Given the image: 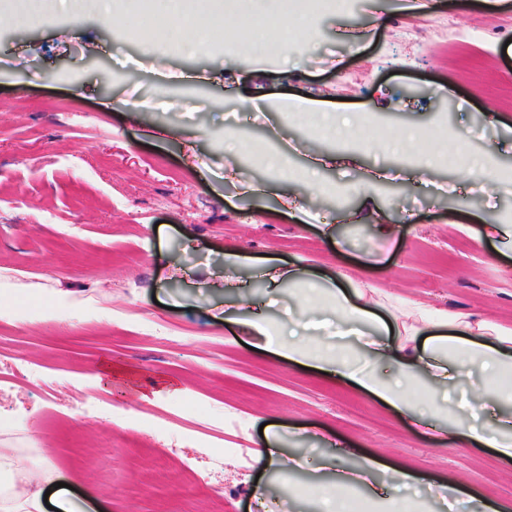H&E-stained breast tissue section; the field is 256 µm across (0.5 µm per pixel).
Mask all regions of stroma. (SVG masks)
I'll return each mask as SVG.
<instances>
[{"mask_svg": "<svg viewBox=\"0 0 512 512\" xmlns=\"http://www.w3.org/2000/svg\"><path fill=\"white\" fill-rule=\"evenodd\" d=\"M315 31L253 80L220 23L208 52L146 55L100 17L21 27L0 10V447L77 471L106 512H171L181 498L192 512H260L258 487L277 512H319L320 487L343 472L355 512H377L378 496L403 492L363 471L373 455L420 474L403 494L412 512L512 505V466L493 449L436 440L446 414L413 424L224 320L237 296L210 273L234 248L229 276L277 322L299 312V289L265 295L261 273L304 266L408 326L441 309L512 329V239L479 235L512 224V181L490 188L436 162L423 186L400 155L336 145L316 115L266 109L305 96L384 137L438 127L512 174V0H353ZM228 131L280 149L292 207L250 192L273 179L261 155L225 150ZM327 152L335 166L311 175ZM314 181L328 188L323 219L305 224ZM371 208L398 221L395 239ZM61 299L75 307L61 326L34 319ZM266 423L288 464L263 471L252 451ZM446 484L459 490L451 505Z\"/></svg>", "mask_w": 512, "mask_h": 512, "instance_id": "stroma-1", "label": "stroma"}]
</instances>
